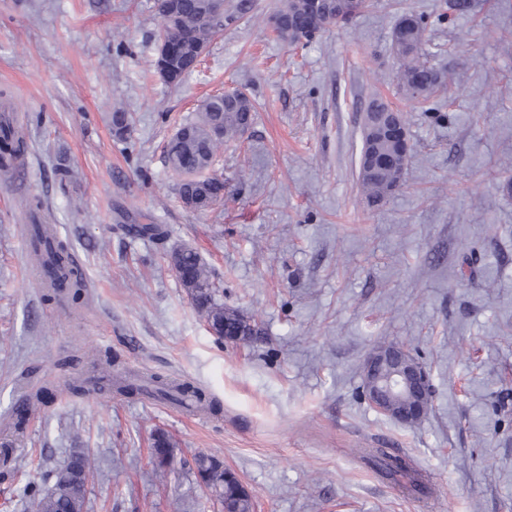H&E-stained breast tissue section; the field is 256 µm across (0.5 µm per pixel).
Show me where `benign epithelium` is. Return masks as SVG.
<instances>
[{
    "instance_id": "obj_1",
    "label": "benign epithelium",
    "mask_w": 512,
    "mask_h": 512,
    "mask_svg": "<svg viewBox=\"0 0 512 512\" xmlns=\"http://www.w3.org/2000/svg\"><path fill=\"white\" fill-rule=\"evenodd\" d=\"M362 379L368 404L387 418L414 424L431 409L427 372L405 348H374L364 361Z\"/></svg>"
}]
</instances>
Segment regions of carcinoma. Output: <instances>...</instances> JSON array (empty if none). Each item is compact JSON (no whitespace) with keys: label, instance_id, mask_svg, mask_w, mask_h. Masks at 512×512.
Segmentation results:
<instances>
[{"label":"carcinoma","instance_id":"cac0c4a2","mask_svg":"<svg viewBox=\"0 0 512 512\" xmlns=\"http://www.w3.org/2000/svg\"><path fill=\"white\" fill-rule=\"evenodd\" d=\"M175 12L183 16L178 21L162 16L163 25L158 38L154 62L159 76L167 83H177L195 70L208 43L223 25L212 16L211 0H174ZM278 14L294 26L319 29L321 17L312 12L306 0H282ZM427 25L414 13L404 14L392 32V50L399 58L396 81L400 90L410 99L426 101L448 89V73L429 64L427 60ZM254 106L243 91L235 90L211 96L202 101L194 119L178 128L166 145L168 168L180 177L178 195L182 203L192 210H206L224 198V179L208 176L214 167L216 151L223 140H231L249 129ZM112 126L124 138L131 131L128 112L112 113ZM218 128L224 138L214 137ZM28 143L20 130L9 123H0V179L8 180L17 170L18 162L26 155ZM410 141L377 138L362 140L358 160L367 155H387L388 165L366 172L360 186L364 194L374 200L386 198V188L402 180L406 167L403 162L412 157ZM196 170L197 178L187 177ZM32 262L45 274V287L54 294H65L75 303L86 293L87 282L80 267L73 261L67 247L58 241L50 224L32 225ZM182 288L194 307L204 317L212 335L222 341L227 337H251L257 330L242 312L224 307L216 297L206 263L199 253L180 247L168 255ZM118 390L130 396L158 393L180 402L189 395L213 414L221 412L218 400L189 383H169L159 376L150 377L143 384L127 383ZM365 459L373 469L388 478L401 477L413 489H425L419 474L403 457L394 456L384 448L363 449ZM155 470L163 474L174 464L173 446L164 434L155 437L152 448ZM93 464L84 452L74 451L68 456L65 468L52 472V484L43 488L35 483L25 487V493L34 504L35 512H85L89 478ZM192 473L199 485L220 504L223 512H253V496L238 475L224 467L215 455L198 454L194 457Z\"/></svg>","mask_w":512,"mask_h":512}]
</instances>
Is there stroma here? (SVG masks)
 Instances as JSON below:
<instances>
[{
	"label": "stroma",
	"mask_w": 512,
	"mask_h": 512,
	"mask_svg": "<svg viewBox=\"0 0 512 512\" xmlns=\"http://www.w3.org/2000/svg\"><path fill=\"white\" fill-rule=\"evenodd\" d=\"M371 0L305 46L278 40L280 0L226 22L176 85L156 73L155 0H0V119L29 145L0 180V512L81 448L99 462L87 512H211L192 472L219 456L254 512H512V0ZM424 15L448 91L398 93L391 33ZM239 89L252 126L218 152L224 199L185 207L164 147L208 96ZM380 96L403 112L414 154L380 205L358 184L361 119ZM132 113L128 137L115 110ZM40 200L39 210L29 204ZM53 224L83 269L90 304L60 312L24 273V225ZM158 224L166 237L134 236ZM189 246L225 307L258 330L221 342L168 265ZM395 341L425 367L420 423L361 395L372 348ZM203 388L219 415L159 398L72 395L102 368ZM49 406L6 430L18 398ZM176 462L154 471L156 434ZM363 448L400 451L430 492L380 477Z\"/></svg>",
	"instance_id": "35a3bbf8"
}]
</instances>
